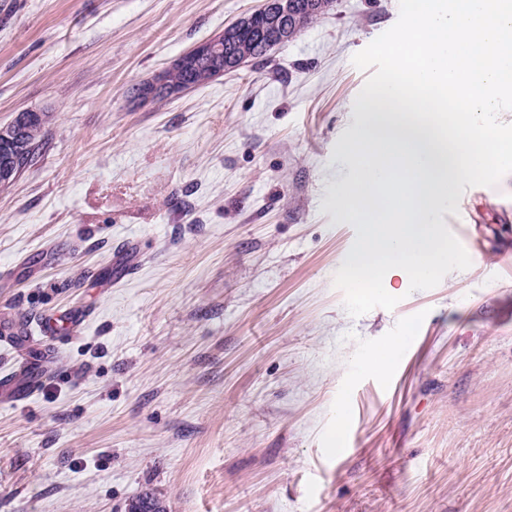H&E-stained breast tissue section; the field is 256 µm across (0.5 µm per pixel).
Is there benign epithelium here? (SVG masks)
Returning <instances> with one entry per match:
<instances>
[{
  "instance_id": "1",
  "label": "benign epithelium",
  "mask_w": 512,
  "mask_h": 512,
  "mask_svg": "<svg viewBox=\"0 0 512 512\" xmlns=\"http://www.w3.org/2000/svg\"><path fill=\"white\" fill-rule=\"evenodd\" d=\"M288 14V0H267L265 6L253 12L252 16L243 22H236L224 29V31L206 41H203L188 51L181 54L174 63L165 68L153 79L140 84V91L137 100L149 102L160 97H177L185 92V87L178 86L169 81L168 73L172 70H190L202 62H208L210 69L221 75L224 71V59L219 51L216 50V44L225 42L232 36L245 30L251 21L258 17H266L269 20L267 24V41L273 45L284 38L285 31L279 26L275 16ZM43 120L41 113L33 114L29 110H23L17 113L13 121L5 127L0 128V138L9 141L16 147H21L18 132L30 120Z\"/></svg>"
}]
</instances>
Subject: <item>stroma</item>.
<instances>
[{
	"label": "stroma",
	"instance_id": "stroma-1",
	"mask_svg": "<svg viewBox=\"0 0 512 512\" xmlns=\"http://www.w3.org/2000/svg\"><path fill=\"white\" fill-rule=\"evenodd\" d=\"M262 0H0V126L50 113L0 192V321L92 316L0 400V512H512V173L468 188L465 270L351 317L352 57L399 0H334L267 60L128 88ZM145 252L106 288L119 243ZM400 359L384 375L369 354ZM398 347L395 343L388 344L382 350H379L369 356V366L379 374H387L393 363L396 362ZM21 373L16 375H0V396L21 399L29 393L36 392L41 384L45 371L41 367L33 366L26 354H20Z\"/></svg>",
	"mask_w": 512,
	"mask_h": 512
}]
</instances>
